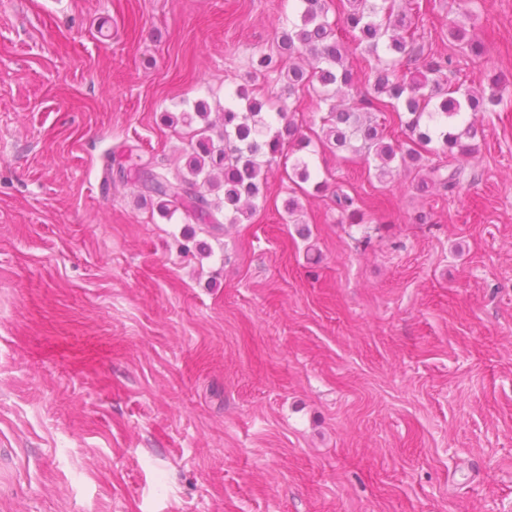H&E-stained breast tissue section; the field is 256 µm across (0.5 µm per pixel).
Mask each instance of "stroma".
I'll use <instances>...</instances> for the list:
<instances>
[{
  "instance_id": "obj_1",
  "label": "stroma",
  "mask_w": 512,
  "mask_h": 512,
  "mask_svg": "<svg viewBox=\"0 0 512 512\" xmlns=\"http://www.w3.org/2000/svg\"><path fill=\"white\" fill-rule=\"evenodd\" d=\"M290 4L0 0V512H512V0H427L505 102L453 191L315 142L365 223L291 220L278 163L211 233L118 177L183 167L196 101L286 97L250 61ZM448 36L458 42L459 49L463 52H468L474 60L481 59L486 53L485 43L476 38L468 36L466 29L458 25L450 26L448 28Z\"/></svg>"
}]
</instances>
